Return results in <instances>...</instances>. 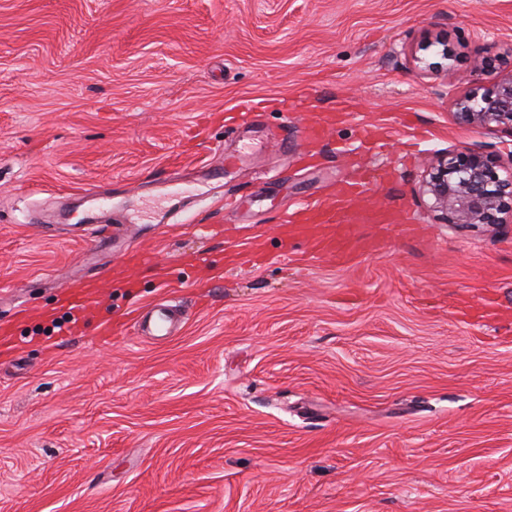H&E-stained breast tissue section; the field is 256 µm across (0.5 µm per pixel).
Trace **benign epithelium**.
Returning <instances> with one entry per match:
<instances>
[{
  "mask_svg": "<svg viewBox=\"0 0 512 512\" xmlns=\"http://www.w3.org/2000/svg\"><path fill=\"white\" fill-rule=\"evenodd\" d=\"M439 61L426 64L432 74L454 71L455 55L444 39L428 41ZM455 121L475 129L512 135V71L500 76L495 87L483 91L476 85L452 98ZM504 164L493 155L460 147L432 164L422 184V194L446 224L512 223V178H503Z\"/></svg>",
  "mask_w": 512,
  "mask_h": 512,
  "instance_id": "1",
  "label": "benign epithelium"
}]
</instances>
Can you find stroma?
<instances>
[{"label":"stroma","mask_w":512,"mask_h":512,"mask_svg":"<svg viewBox=\"0 0 512 512\" xmlns=\"http://www.w3.org/2000/svg\"><path fill=\"white\" fill-rule=\"evenodd\" d=\"M444 38L455 72L512 43V0H0V512H512V223L437 221L429 162L512 136L458 125L409 60ZM311 87L335 139L389 133L355 203L379 250L283 254L285 210L356 175L298 168ZM264 104L229 131L226 113ZM107 210L157 255L112 315L176 287L181 331L51 334L76 275L120 256ZM286 110L295 114L307 116L305 136L310 142H317L326 139L334 128V123L340 118L343 112H350V103L340 101L336 107V113L312 114L307 105V96L295 95L286 101ZM93 221L91 224H95L96 233H100L95 237L100 239V244L110 241L112 239L121 238L127 233V225L126 224H110L106 219L104 213L100 216H93Z\"/></svg>","instance_id":"obj_1"}]
</instances>
